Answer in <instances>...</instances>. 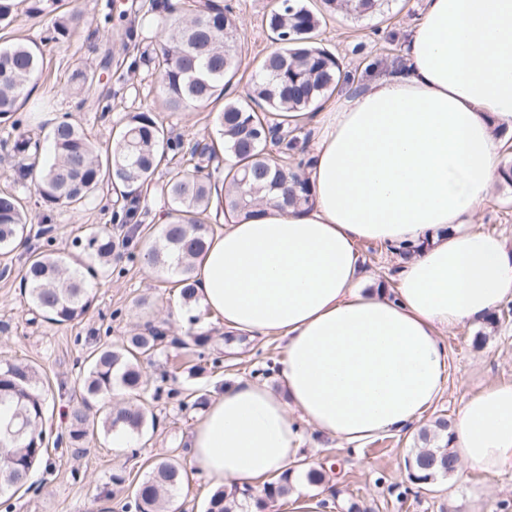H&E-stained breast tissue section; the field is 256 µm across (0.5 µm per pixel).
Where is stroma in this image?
<instances>
[{
	"label": "stroma",
	"instance_id": "stroma-1",
	"mask_svg": "<svg viewBox=\"0 0 512 512\" xmlns=\"http://www.w3.org/2000/svg\"><path fill=\"white\" fill-rule=\"evenodd\" d=\"M168 0H61L59 14L79 12L82 19L68 41H47L49 18L32 17L26 0H18L14 20L0 26V43L15 40L41 44L43 67L28 87L26 97L11 117H0V193L18 197L29 219L30 239L25 248L0 255V364L25 362L40 377V389L50 402L46 452L26 485L13 497L0 498V512H124L123 505L142 481L148 465L161 457L183 465V485L173 506L176 512H205L213 492L193 465L188 439L201 407L189 397L210 398L230 377L274 382L283 356V344L274 336L252 337L225 333L210 315L198 308L180 314L174 276H162L133 259L145 238L156 234L166 213L163 186L168 166H160L137 202L123 199L121 190L103 186L80 211L45 202L31 181H18L19 159L1 142L12 122L32 138H44L57 121L83 129L99 148H106L128 115L151 111L184 144L218 138L221 101L165 111L159 78L143 62L150 40L133 36L135 22L161 20ZM237 16L244 43L241 65L231 87L240 94L258 61L276 49L265 18L273 0H219ZM426 8V0H393L389 11L360 18L337 14L327 17L318 37L344 70L365 75L371 63L395 64L404 59V38ZM110 61L112 75L106 87H93L87 96L71 91L66 76L75 66L99 70ZM136 221L124 220L126 209ZM480 229L504 237L512 246V184L497 183L476 218ZM110 230L128 240L117 248L111 263L98 268L89 292L90 306L78 320L57 324L32 312L22 276L30 252H73V241L88 228ZM366 271L377 284L390 288L401 264L398 255L373 241L358 243ZM161 325L168 336L151 358L142 362L149 387L159 390L150 401L154 428L117 447L112 435L95 434L83 451L68 438L69 414L79 397L84 359L95 346L119 343L142 331L146 320ZM208 336L205 346L195 336ZM449 369L446 388L424 418L455 419L465 397L489 383H512V315L498 324L444 333ZM306 452L315 454L324 480L306 492L317 500V512H347L357 503L360 512H512V470L487 476L477 472L451 475L428 485L407 479L406 460L417 446L415 431L380 435L352 448L338 439L305 428ZM122 484H113V476Z\"/></svg>",
	"mask_w": 512,
	"mask_h": 512
}]
</instances>
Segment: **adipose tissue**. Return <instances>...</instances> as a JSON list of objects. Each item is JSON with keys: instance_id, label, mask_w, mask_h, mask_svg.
<instances>
[{"instance_id": "ef3b65f1", "label": "adipose tissue", "mask_w": 512, "mask_h": 512, "mask_svg": "<svg viewBox=\"0 0 512 512\" xmlns=\"http://www.w3.org/2000/svg\"><path fill=\"white\" fill-rule=\"evenodd\" d=\"M404 49L402 68L323 113L311 204L264 207L201 257L195 303L227 333L284 342L278 388L231 379L192 428L214 485L260 497L297 477L306 425L348 445L415 428L448 381L442 334L512 299V247L474 222L512 128V0H427ZM422 239L394 288H365L359 242ZM450 432L458 475L512 469V384L466 398Z\"/></svg>"}]
</instances>
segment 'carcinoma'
Wrapping results in <instances>:
<instances>
[{"instance_id": "1", "label": "carcinoma", "mask_w": 512, "mask_h": 512, "mask_svg": "<svg viewBox=\"0 0 512 512\" xmlns=\"http://www.w3.org/2000/svg\"><path fill=\"white\" fill-rule=\"evenodd\" d=\"M27 12L52 17V40L68 39L80 14L55 17L58 0H29ZM391 0H320L312 9L303 0H280L267 15L265 24L281 47L257 65L246 94L227 100L217 116L221 142L214 146L198 142L184 147L149 113L129 118L110 149L100 153L82 129L68 121L56 123L47 133L54 157L40 168L36 192L49 203L63 202L74 210L83 207L90 195L105 183L120 184L133 195L154 175L165 152L176 151L194 161L190 169H178L166 182L171 203L170 222L147 244L145 259L155 273L171 272L182 284L181 296L194 297L195 259L202 255L214 229L207 212L222 211L224 223L251 219L256 207L272 204L281 209H298L312 201L311 187L290 160L309 152L310 135L300 128L288 129L275 121L277 112H313L338 88L353 83L349 72L340 69L333 53L319 46L322 20L343 13L361 17L389 9ZM157 70L168 111L182 112L193 103L208 102L224 90L240 67V36L230 8L205 0L194 8L171 13L159 32ZM43 66V50L35 42L15 41L0 45V115L16 110L31 80ZM94 74L76 67L67 83L81 94L93 84ZM14 138L13 150L31 160L18 171L24 178L38 165L39 144L22 134ZM231 160L224 168L222 186L201 175L195 160L212 159L216 151ZM27 218L16 196L0 193V253L6 255L26 241ZM84 248L105 265L112 259L116 243L112 234L91 228ZM91 267L73 266L69 258L42 252L26 262L23 283L32 310L63 324L81 318L89 307L85 274ZM162 333L156 328L126 336L121 343H103L88 356L80 400L70 413L69 438L79 447L98 429L120 431L138 437L147 430L153 413L146 401L148 381L141 358L157 350ZM37 371L23 362L0 367V407L9 411L8 421L16 434L0 439V496L23 483L41 461L45 448L47 404L38 391ZM131 399L112 405L115 388ZM97 404L106 407L101 425L89 417ZM450 422L441 416L434 430L424 429L419 439L424 446L414 449L407 462V477L424 484L456 471L457 460L449 448ZM180 463L162 458L151 463L145 478L135 488L129 507L135 512H170L182 483ZM237 485L218 490L209 500L207 512H235Z\"/></svg>"}]
</instances>
